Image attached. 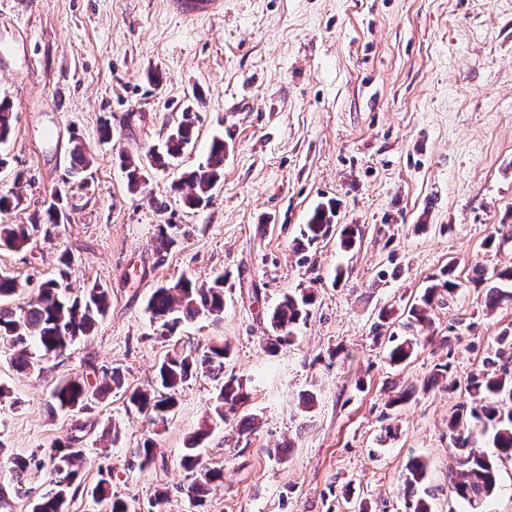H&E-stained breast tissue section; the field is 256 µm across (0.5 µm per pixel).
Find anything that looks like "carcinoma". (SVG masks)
Wrapping results in <instances>:
<instances>
[{"label":"carcinoma","instance_id":"cac0c4a2","mask_svg":"<svg viewBox=\"0 0 512 512\" xmlns=\"http://www.w3.org/2000/svg\"><path fill=\"white\" fill-rule=\"evenodd\" d=\"M13 113L10 105L0 102V143H5L12 131ZM195 136V115L191 110L183 112V118L173 126L163 145L152 148L147 153L150 164L165 167L179 158L192 143ZM227 146L222 138H214L210 144L204 163L185 171L174 190L189 188L190 193L184 202L199 206L212 198V191L224 175V157ZM128 188L132 192L141 189L145 183L142 166L129 162L125 164ZM336 218V201L319 203L312 210L307 224L301 229V240L312 244L323 239L332 231ZM66 219V204L63 193L56 191L44 208L42 221L57 227ZM39 224H0V246L21 249L31 239L30 230ZM63 270L59 278L44 283L39 292L22 305L4 306L0 304V347L11 351V363L18 371L33 365L36 355L57 356L71 349L76 343L90 335L98 321L109 309L110 295L105 288L92 285L82 297L70 295V274L73 261L61 257ZM433 283L407 311L403 323L407 335L399 338L389 336L391 346L388 359L392 364L407 361L417 346L418 333L431 323V312L443 302L445 295H452L460 284L450 278ZM475 282L485 285L484 304L488 309L497 307L504 300H512V267L477 270ZM23 291V285L7 273H0V298L12 297ZM313 294L286 292L269 314L271 334L264 337V349L275 353L281 347L294 341V330L310 316ZM152 321L157 325L160 336L170 339L183 322L191 321L200 315L220 316L224 311V277L216 278L208 286L197 285L180 278L169 286L156 289L148 303ZM494 354L486 357L483 363L495 367L492 372L471 375L465 386L464 401L459 411L452 416L448 428L453 433L454 445L458 451L459 471L450 479L449 492L468 507V512H483L484 503L498 487L496 464L480 450L485 438H490L496 448L497 457L512 459V369L508 361L512 359V330L501 332L496 341ZM230 357L229 345L213 342L200 349H188L174 343L158 368V387L149 390L134 389L128 397L129 403L151 422L165 421L167 413L177 404V394L187 382L200 374H209L220 382L218 392L213 397L208 419L212 422L234 418L237 410L248 401V392L243 380L233 374L224 373ZM122 390L124 380L120 371L112 372L111 383L93 385L80 377H70L60 381L53 399L61 410L83 412L93 408L106 390ZM209 431L198 430L190 439L180 459L184 471V481L177 492L187 491L186 497L192 506L201 505V498L211 483L222 479V471L206 469V476L200 480L195 473L203 468L194 454L195 446L205 439ZM74 439L58 441L48 451V460L56 479H66L68 483L54 497H44L33 507V512H63L67 501L76 496L82 488V468L86 463L85 451L73 445ZM159 448L154 440L147 439L136 449L139 465L146 468L155 463ZM14 476L21 481L24 474L44 462L30 456L13 459ZM427 477V463L415 459L403 474V484L414 489L424 484ZM92 494L101 502L110 503V512H129L128 504L112 496L111 478H100Z\"/></svg>","mask_w":512,"mask_h":512}]
</instances>
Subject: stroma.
I'll list each match as a JSON object with an SVG mask.
<instances>
[{
  "instance_id": "35a3bbf8",
  "label": "stroma",
  "mask_w": 512,
  "mask_h": 512,
  "mask_svg": "<svg viewBox=\"0 0 512 512\" xmlns=\"http://www.w3.org/2000/svg\"><path fill=\"white\" fill-rule=\"evenodd\" d=\"M161 71V84L149 75ZM0 99L13 106L0 190L23 200L0 224H28L52 192L68 196V220L0 248V271L25 287L23 304L71 255V292L100 285L111 306L93 334L23 372L0 348V512H31L53 484L49 468L12 478L16 456L44 455L84 425L83 492L67 512H108L89 493L100 471L130 512H150L156 491L173 495L179 462L215 394L201 376L184 385L168 420L154 425L111 391L92 410L62 414L51 392L63 378L127 389L156 380L169 341L147 310L157 288L179 278L224 276V312L183 324L181 344L226 342L227 372L250 400L198 446L223 471L197 512H405L403 475L426 461L433 512H466L448 493L456 454L448 420L458 394L420 386L435 365L461 382L483 367L512 301L493 310L475 282L485 267L512 266V0H224L222 14L190 20L168 0H12L0 12ZM196 139L166 168L127 189L123 161L160 146L185 108ZM111 126L112 138L100 130ZM228 152L211 200L187 207L172 185L204 162L213 136ZM92 158L72 175L71 149ZM336 202V223L362 231L344 251L326 237L299 251L313 208ZM176 239L156 251L161 226ZM497 232L499 242L484 240ZM454 264L460 283L435 308L405 363H388L374 325L390 309L399 331L414 298ZM315 304L293 344L263 351L267 314L285 292ZM416 387L396 411L388 397ZM310 406H302L305 395ZM253 430L240 432L239 419ZM155 440L162 461L134 454Z\"/></svg>"
}]
</instances>
